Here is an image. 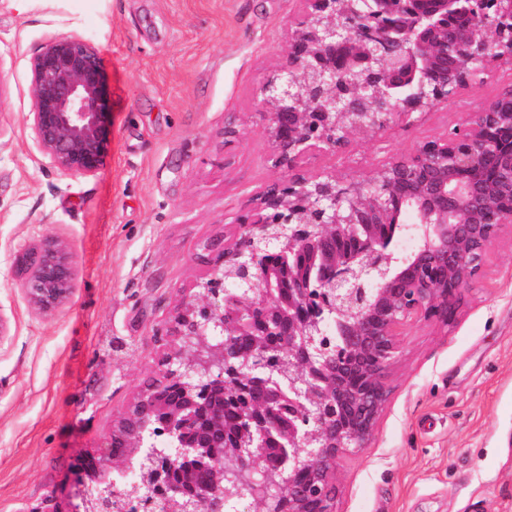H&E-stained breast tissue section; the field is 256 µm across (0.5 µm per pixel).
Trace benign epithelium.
Segmentation results:
<instances>
[{
	"label": "benign epithelium",
	"instance_id": "1",
	"mask_svg": "<svg viewBox=\"0 0 512 512\" xmlns=\"http://www.w3.org/2000/svg\"><path fill=\"white\" fill-rule=\"evenodd\" d=\"M284 64L258 87L274 166L293 176L263 186L229 243L212 244L207 278L177 308L172 348L83 459L89 481L69 512H224L228 474L254 485L259 512H336L337 469L366 447L388 396L403 326L452 322L488 248L512 224V87L467 114L453 135L418 144L372 183L297 172L428 113L480 76L512 64V0H305ZM489 19L488 34L451 25ZM25 125L50 165L90 177L104 165L112 112L96 47L51 39L31 62ZM417 211V244L390 249L402 206ZM13 275L44 314L71 300L77 264L46 235L17 253ZM260 287L257 297L249 293ZM250 341L240 349L236 337ZM239 403L224 427V403ZM159 424L170 448L144 446ZM137 455L138 480L112 479V437ZM209 471L204 487L198 469ZM274 486L275 494L266 492Z\"/></svg>",
	"mask_w": 512,
	"mask_h": 512
}]
</instances>
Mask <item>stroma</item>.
<instances>
[{
	"instance_id": "obj_1",
	"label": "stroma",
	"mask_w": 512,
	"mask_h": 512,
	"mask_svg": "<svg viewBox=\"0 0 512 512\" xmlns=\"http://www.w3.org/2000/svg\"><path fill=\"white\" fill-rule=\"evenodd\" d=\"M304 0H0V512L72 501L77 461L167 352V322L231 240L270 161L257 89L284 62ZM99 51L110 94L108 155L67 177L24 124L31 61L52 38ZM512 84V66L421 120L355 134L301 171L370 181L386 160L464 126ZM77 262L62 311L32 309L12 275L42 236ZM367 447L339 463L336 512H512V225L489 247L454 322L408 323Z\"/></svg>"
}]
</instances>
